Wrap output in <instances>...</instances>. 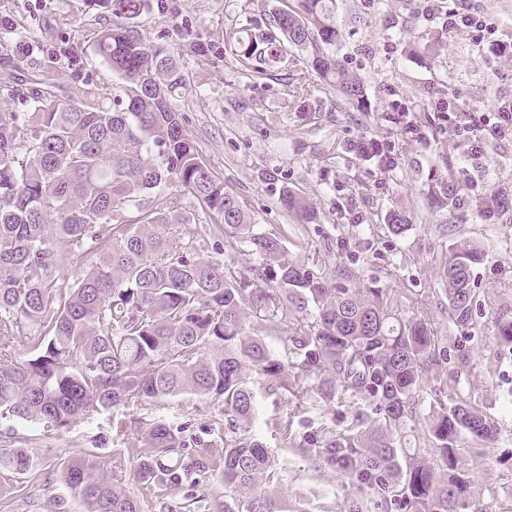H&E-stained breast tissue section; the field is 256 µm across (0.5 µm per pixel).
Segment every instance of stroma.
<instances>
[{"instance_id":"35a3bbf8","label":"stroma","mask_w":512,"mask_h":512,"mask_svg":"<svg viewBox=\"0 0 512 512\" xmlns=\"http://www.w3.org/2000/svg\"><path fill=\"white\" fill-rule=\"evenodd\" d=\"M165 14H143L138 24L147 39L179 48V62L198 89L181 102L183 126L198 147L203 163L224 181L256 224L285 240L289 257L313 266L335 259L339 245L372 232L373 246L360 252L353 269L360 278H377L386 287L411 290L425 298L452 356L456 388L475 399L497 424V442L465 444L459 465L472 480V496L488 512H512V349L499 344L490 326L500 315H512V223L485 224L478 217L483 197L512 188V138L487 137L481 154L471 152L468 134L460 149L447 154L436 143L448 139L447 114L435 111L438 90L459 93L475 109L478 121L494 124L497 103L512 99V68L504 67L498 44H512V0H467L479 21L476 29L441 31L444 10L435 18L423 14L424 0H336L341 37L333 51L364 77L369 111L352 112L323 95L318 77L308 90L320 99L319 114L302 118L284 84L306 71L308 58L289 49L282 67L256 79L238 69L228 35L242 28L259 29L267 13L284 0H170ZM112 15L93 0H0V107L23 111L20 100L36 79L35 61L59 59L54 92L59 99L79 96L87 82L111 83L112 73L93 52L95 35L110 26ZM447 45L434 53L425 48L438 36ZM208 48V61L186 51L187 42ZM27 44L31 64L14 59ZM81 57L78 68L64 54ZM406 99L430 110L421 137L396 136L385 115L393 101ZM365 138L389 145L397 165L344 159L345 142ZM465 166L473 188L463 193L455 211L429 207L422 191L448 169ZM311 196L321 213L316 224H298L280 205L274 183ZM412 216L402 236L387 233L383 217L393 206ZM460 239L477 243L485 260L474 270L479 329L464 341L448 316L442 295L441 266L446 245ZM356 406L350 402L317 404L292 410L285 393L257 391L252 432L276 461L272 491L288 500H303L310 512H379L373 498L360 492L340 468L319 465L315 458L287 447L283 432L301 437L333 423L350 425ZM217 403L193 396L139 411L144 422L190 418L201 423L219 416ZM99 422L78 423L60 432L37 425L0 423V446L27 449L35 466L0 486V512H78L57 480L62 463L92 453L91 438Z\"/></svg>"}]
</instances>
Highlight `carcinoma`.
<instances>
[{
  "label": "carcinoma",
  "instance_id": "obj_1",
  "mask_svg": "<svg viewBox=\"0 0 512 512\" xmlns=\"http://www.w3.org/2000/svg\"><path fill=\"white\" fill-rule=\"evenodd\" d=\"M95 2L113 20L96 34L94 50L117 83L91 82L65 101L45 77L26 97L29 112H0V421L51 432L103 417L108 430L97 449L138 436L127 449V473L108 471L95 454L61 469L58 479L82 512H144L130 482L157 501L184 491L186 512H209L217 483L224 512H308L306 503L290 508L263 488L274 461L250 435L257 373L297 409L313 399L359 405L350 428L327 425L293 447L339 466L386 512H485L471 500L458 448L467 439L495 441L497 427L448 384L421 417L429 374L450 360L427 304L377 280L355 282L345 246L332 265L310 268L288 258L281 237L259 229L184 131L177 102L190 79L176 52L136 25L146 12L165 14L167 0ZM339 37L335 0H294L271 11L260 33L237 39L236 61L260 76L257 56L268 55L273 68L288 47L297 48L308 54L310 71L284 87L299 111H316L312 71L325 94L366 112L361 75L329 52ZM346 150L393 166L386 145L358 140ZM172 184L182 193L166 191ZM470 188L459 167L426 196L451 212ZM186 195L204 216L194 232L185 227ZM279 201L297 222L317 223L306 195L282 186ZM511 212L512 193L500 190L484 199L480 215L490 221ZM384 221L400 236L410 213L392 209ZM204 244L220 256L255 255V278L203 256ZM66 254L90 260L69 287L60 274ZM483 260L468 240L444 254L448 314L468 341L473 270ZM258 280L264 287H255ZM263 328L280 333L285 358L271 352ZM494 332L512 347V316L495 318ZM185 395L218 404L223 418L146 424L135 414L146 403ZM422 418L428 447H403ZM217 446L224 451L215 453ZM30 466L26 449L0 448V474Z\"/></svg>",
  "mask_w": 512,
  "mask_h": 512
}]
</instances>
